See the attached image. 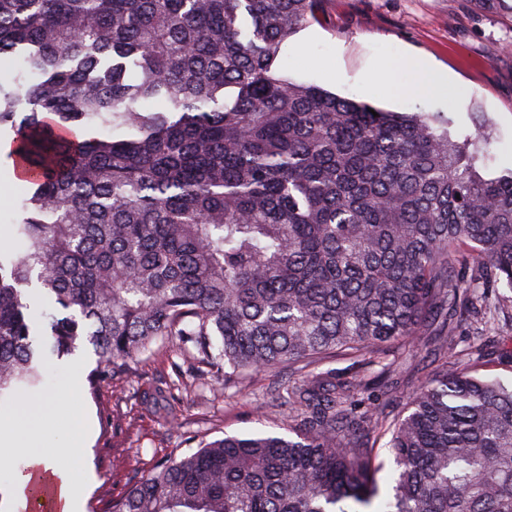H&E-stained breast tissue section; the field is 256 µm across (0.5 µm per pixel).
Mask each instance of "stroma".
I'll use <instances>...</instances> for the list:
<instances>
[{
  "label": "stroma",
  "instance_id": "stroma-1",
  "mask_svg": "<svg viewBox=\"0 0 512 512\" xmlns=\"http://www.w3.org/2000/svg\"><path fill=\"white\" fill-rule=\"evenodd\" d=\"M406 55L431 62L443 75L435 92L390 96L364 83L375 68L386 69L394 85L412 82L413 73L399 64ZM274 67L384 110L439 113L460 135L469 132L476 113H487L495 122L487 164L512 167V0H322L318 21L284 42ZM495 328L472 315L446 331L424 327L414 346L391 350L384 365L357 371L336 361L332 367L338 378L361 379L366 390L389 387L406 396L433 372L434 345L447 343L449 353L462 356L473 342L492 344ZM163 377L182 385L165 420L143 399ZM280 377V371H265L225 386L223 376L193 360L191 347L173 340L131 361L124 375L69 398L76 423L89 427L87 455L70 463L72 479L91 484L85 512H105L152 464L199 443L227 434H284L280 408L267 403Z\"/></svg>",
  "mask_w": 512,
  "mask_h": 512
}]
</instances>
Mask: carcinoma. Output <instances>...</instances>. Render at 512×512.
Instances as JSON below:
<instances>
[{"label":"carcinoma","instance_id":"1","mask_svg":"<svg viewBox=\"0 0 512 512\" xmlns=\"http://www.w3.org/2000/svg\"><path fill=\"white\" fill-rule=\"evenodd\" d=\"M320 2L0 0V139L29 174L0 245V403L85 347L94 388L171 336L226 384L288 368V435L203 443L108 512H512V383L445 349L367 405L320 369L512 303L488 121L461 139L277 74ZM389 437H385L378 441L375 445V450L378 454V461L383 462V469L378 473L377 478L379 480L382 492L384 495L388 497V495L392 492V480L391 477L394 474L395 464L393 460V456L386 448V443L388 442Z\"/></svg>","mask_w":512,"mask_h":512}]
</instances>
